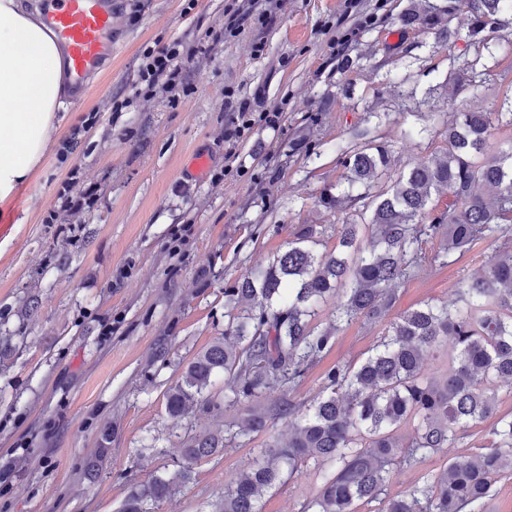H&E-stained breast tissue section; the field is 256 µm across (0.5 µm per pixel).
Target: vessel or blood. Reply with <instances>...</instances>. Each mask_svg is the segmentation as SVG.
<instances>
[{
	"mask_svg": "<svg viewBox=\"0 0 512 512\" xmlns=\"http://www.w3.org/2000/svg\"><path fill=\"white\" fill-rule=\"evenodd\" d=\"M112 0H47L43 20L63 52V79L84 92L103 59L112 55Z\"/></svg>",
	"mask_w": 512,
	"mask_h": 512,
	"instance_id": "obj_1",
	"label": "vessel or blood"
}]
</instances>
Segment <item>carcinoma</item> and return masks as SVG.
<instances>
[{
	"instance_id": "obj_1",
	"label": "carcinoma",
	"mask_w": 512,
	"mask_h": 512,
	"mask_svg": "<svg viewBox=\"0 0 512 512\" xmlns=\"http://www.w3.org/2000/svg\"><path fill=\"white\" fill-rule=\"evenodd\" d=\"M460 0H444L423 11L407 10L400 24L416 25L448 38L444 15ZM470 32L487 45L490 25L512 10V0H466ZM512 126L505 112H458L445 130L442 156L399 174L386 189L389 154L381 145L344 151L346 187L321 194L330 210L343 212L368 201L360 221L336 228L337 244L317 251L318 231L306 224L265 267L224 289L228 302L250 303L243 315L224 313V336L196 353L181 380L165 393L168 416L181 423L191 405H221L208 397L215 377L224 376V405L259 401L267 390L301 379L327 354L337 331L357 319L378 321L395 301L400 280L426 263L449 265L476 242L512 224V151L486 156L495 125ZM488 184L486 199L475 187ZM448 192L452 203L433 218L432 193ZM437 239L433 257L423 244ZM336 297L333 323L313 324L318 307ZM443 355L438 375L425 373L426 357ZM512 386V253L496 256L456 289L451 304L424 302L391 321L372 353L359 365L336 366L326 374L323 394L307 407H279L291 419L288 443L274 440L255 465L224 487L218 512H262L263 492L308 460L322 470L323 484L303 512H357L355 504L380 502L381 512H486L493 486L512 466V412L501 414L496 388ZM493 420L488 451L450 459L436 475L405 495L387 496L392 473L457 444L465 429ZM268 431V413L251 407L224 433H195L185 427L184 463L145 482H131L118 512H154L193 480L194 464Z\"/></svg>"
}]
</instances>
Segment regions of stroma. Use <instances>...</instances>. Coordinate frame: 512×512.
Returning a JSON list of instances; mask_svg holds the SVG:
<instances>
[{"label":"stroma","mask_w":512,"mask_h":512,"mask_svg":"<svg viewBox=\"0 0 512 512\" xmlns=\"http://www.w3.org/2000/svg\"><path fill=\"white\" fill-rule=\"evenodd\" d=\"M116 49L86 93L63 92L48 148L33 174L0 210V512H117L127 479L148 480L183 463L184 432L165 411L164 393L187 363L224 334V290L285 249L302 225L330 229L350 219L319 201L341 184L343 150L385 144L390 176L441 155L454 113L500 111L512 97V13H503L494 53L478 48L466 12L447 40L398 18L424 0H277L276 21L246 22L189 65V95L140 98L113 112V95L135 80L145 48L183 37L207 41L231 0H112ZM263 53H255L257 43ZM360 57L341 67L342 55ZM475 62L463 75L464 62ZM469 85H462V77ZM248 101L276 112L246 139L224 129ZM98 122L58 149L90 114ZM427 127L405 138L404 129ZM206 156L199 176L190 161ZM95 187L90 207L60 208L70 176ZM190 225L184 242L171 232ZM512 250V237L479 241L449 266L424 264L396 286L385 320H358L290 389L268 390L269 430L223 456L196 464L194 481L156 512H214L224 487L248 471L269 438L288 439L284 401L304 406L337 365L363 361L389 320L428 299L452 300L458 281ZM112 442L96 480L84 474L101 432ZM490 422L455 447L396 471L389 496L404 495L448 459L476 456ZM314 463L261 499L262 512H302L320 481Z\"/></svg>","instance_id":"1"}]
</instances>
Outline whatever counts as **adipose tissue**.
I'll list each match as a JSON object with an SVG mask.
<instances>
[{
  "instance_id": "adipose-tissue-1",
  "label": "adipose tissue",
  "mask_w": 512,
  "mask_h": 512,
  "mask_svg": "<svg viewBox=\"0 0 512 512\" xmlns=\"http://www.w3.org/2000/svg\"><path fill=\"white\" fill-rule=\"evenodd\" d=\"M40 14L0 0V207L39 164L62 106L61 53Z\"/></svg>"
}]
</instances>
